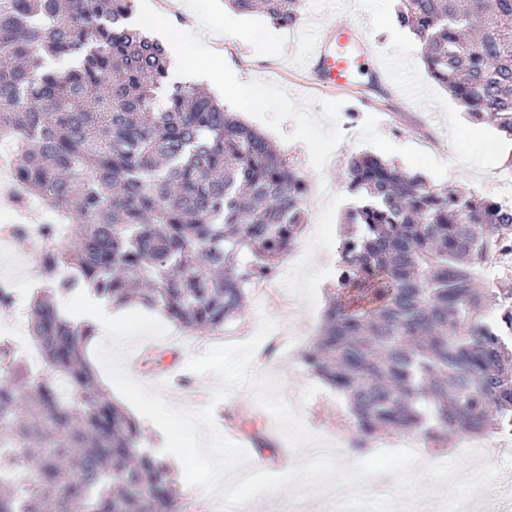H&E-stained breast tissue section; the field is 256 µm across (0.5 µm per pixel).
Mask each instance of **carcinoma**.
<instances>
[{
  "instance_id": "carcinoma-1",
  "label": "carcinoma",
  "mask_w": 512,
  "mask_h": 512,
  "mask_svg": "<svg viewBox=\"0 0 512 512\" xmlns=\"http://www.w3.org/2000/svg\"><path fill=\"white\" fill-rule=\"evenodd\" d=\"M228 2L280 26L299 19V0ZM131 14L130 0H0V150L47 206L41 267L72 268L58 293L88 288L219 331L306 223L301 176L193 85L158 108L166 48ZM396 22L469 116L512 139V0H399ZM348 171L342 277L302 360L345 397L353 445L512 435V205L368 152ZM491 257L490 298L476 281ZM28 330L43 374L0 345V512H178L170 467L138 454L135 421L93 376L94 327L36 295Z\"/></svg>"
}]
</instances>
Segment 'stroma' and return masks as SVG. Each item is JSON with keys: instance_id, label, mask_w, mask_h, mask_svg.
I'll use <instances>...</instances> for the list:
<instances>
[{"instance_id": "35a3bbf8", "label": "stroma", "mask_w": 512, "mask_h": 512, "mask_svg": "<svg viewBox=\"0 0 512 512\" xmlns=\"http://www.w3.org/2000/svg\"><path fill=\"white\" fill-rule=\"evenodd\" d=\"M300 19L289 29L275 25L266 16L236 14L238 25L256 27L283 40L281 56L270 59L258 48L237 40H225L224 58L242 75L256 74L261 89L269 98L266 110L246 115L249 126L259 130L283 152L301 175L311 181L325 179L336 187L330 204L312 198L306 204L309 223L323 225L326 240L307 237L299 264L282 260L284 277L280 287L269 289L260 298L257 289L246 291V300L236 321L223 331L211 334L179 333L177 341L160 340L150 364L129 368V375L140 382L154 384L156 374L169 368L183 385L166 392V399L185 405L188 398L208 404L219 380L211 374L187 371L190 357L210 347L239 343L257 330L260 314L276 321L279 329L299 336L300 347H307L316 336L323 311L334 284L331 261L339 257L338 244L349 226L346 214L354 202L347 190L348 161L361 152H372L397 163L401 169L421 173L438 186L461 192L494 196L496 183L503 176L501 166L488 163L487 152L496 133L494 126L473 121L448 91L427 74L422 53L406 30L398 27L393 0H301ZM343 19L345 26L362 28L376 60L408 61V68L395 72L397 81L414 87L408 106L394 103L386 89L359 87L337 95L314 93L297 80L304 66L303 49L320 35L325 22ZM366 96L372 104L352 115L348 109L354 97ZM294 104L284 111L282 100ZM264 371L283 379V394L319 434L330 432L351 439L352 428L344 398L304 367L299 356L269 348ZM225 405L238 417L235 442L245 446L263 470L281 473L299 463L270 414L259 407L248 389L229 394Z\"/></svg>"}]
</instances>
